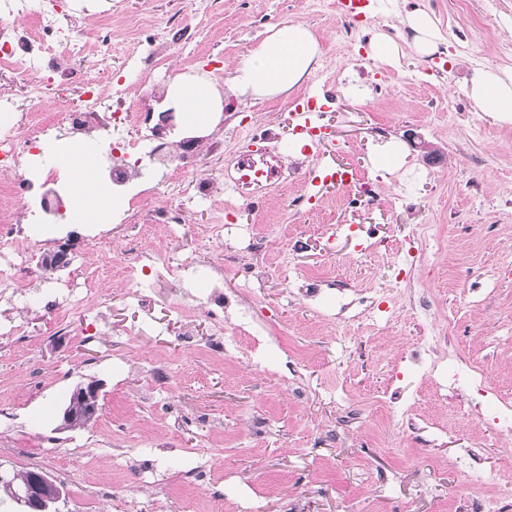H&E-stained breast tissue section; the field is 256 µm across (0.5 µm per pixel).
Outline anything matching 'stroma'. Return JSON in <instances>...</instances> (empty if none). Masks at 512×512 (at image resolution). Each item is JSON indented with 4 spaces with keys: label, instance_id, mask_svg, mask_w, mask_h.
Wrapping results in <instances>:
<instances>
[{
    "label": "stroma",
    "instance_id": "1",
    "mask_svg": "<svg viewBox=\"0 0 512 512\" xmlns=\"http://www.w3.org/2000/svg\"><path fill=\"white\" fill-rule=\"evenodd\" d=\"M419 2L442 40L466 31L461 52L445 81L420 70L424 56L416 42L402 41L403 18ZM79 23L109 19L126 38L107 60H73L77 82L57 88L45 109L58 112L82 105L81 78L108 84L122 80L127 92L112 98L90 121L97 140H106L119 117L139 97L138 76L129 61L140 53L137 36L127 34L131 17L163 29L165 44L179 37L166 29L177 18L191 35L180 53L155 71L148 101L160 111L173 78L187 74L213 79L222 101H233L255 121L280 112L276 147L302 174L313 198L311 212L292 216L272 208L265 231L287 240L282 264L264 253L246 255L263 268L262 279L226 282L242 291L229 319L261 300L266 313L288 330L293 347L310 352L300 369L304 395L279 388L269 375L284 358L269 351L265 368H228L223 358L205 353L211 325L204 308L174 311L173 286L158 270L139 286L147 307L130 304L109 253L91 249L89 234L99 233L113 250L129 244L146 248L167 234L159 225L67 224L61 231L32 227L37 253L70 242L66 267L25 272L21 295L0 298V470L31 469L50 458L45 471L61 488L59 512H116L111 498L90 491L129 479L137 465L154 469V483L138 500H154L169 512L167 488L179 472L201 464L210 484L190 489L179 512H243L246 501L265 483L289 484L281 512H462L459 490L476 476L458 461L464 449L478 450L483 469L512 484V435L500 436L464 417L458 397L438 401L424 396L420 410L429 421L447 425L448 434L428 447L403 435L383 436L373 398L385 386L391 361L403 348L428 336L434 317H450L457 331L449 343L470 364L483 368L485 407L512 402V277L498 268L512 266V123L481 112L463 90L474 71L512 67V0H369L374 35L397 41L408 64L392 66L385 94H375L352 58L355 45L342 38L331 0H65ZM308 28L319 51L311 72L291 88L257 97L230 90L216 68L232 71L272 29L282 23ZM347 79L342 99L319 115L330 138L309 148L295 134L286 113L298 93H323ZM204 151L190 174L172 178V155L143 158L137 184L149 185L144 200L154 207L191 201L188 221L199 243L211 238L209 205L194 202L199 182L222 177L228 145L224 121L203 132ZM351 169L377 181L381 199L353 204L352 188L327 181L328 173ZM422 240L426 256L413 267L411 285L430 295L434 316L407 308L379 329L361 328L364 356L337 355L319 343L318 333L350 339L302 299L304 269L339 274L374 293L402 287L392 251ZM98 291L72 310L70 327L59 331L53 311L68 289L82 279ZM23 326L16 342L2 327ZM169 382L150 388L155 367ZM102 385L99 411L81 429L61 426V411L74 389L90 381ZM265 417L264 431L252 432L248 417Z\"/></svg>",
    "mask_w": 512,
    "mask_h": 512
}]
</instances>
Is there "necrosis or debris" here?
Here are the masks:
<instances>
[{"label": "necrosis or debris", "instance_id": "necrosis-or-debris-1", "mask_svg": "<svg viewBox=\"0 0 512 512\" xmlns=\"http://www.w3.org/2000/svg\"><path fill=\"white\" fill-rule=\"evenodd\" d=\"M33 15L31 27L13 28L0 24V69L8 70L27 89L30 114L23 132L0 131V169L15 170L14 179L0 180V286L5 291L15 292L24 287L22 259L32 250V243L22 227L26 212L21 202L30 197H45L60 194L65 189L56 175L40 172L29 175L26 165L32 164L38 144L45 128L60 123L68 124L75 131L88 126L90 111L102 107L106 101L104 93L93 81H86L84 108L75 112L45 113L41 106L52 82L64 83L71 79L70 63L79 57L106 55L112 50L114 33L108 22H100L91 30L75 32L68 22L65 10L54 0H43L38 12H31L30 0H0V17ZM125 119L133 134L111 142L100 164L103 178L112 188L120 189L130 180L129 157L137 153L142 144L153 143L156 131L164 126L165 113L130 112ZM277 113H268L259 137L267 147L256 153L237 141L236 135L243 128V120H233L224 131L231 136L230 149L235 161L232 178L235 192L225 195L221 183L211 180L199 185L203 199L212 203L216 222L232 226L241 207L252 212H265L272 203L270 191L273 187L287 183L294 170L288 167L277 151L275 126ZM186 206L166 204L148 211L140 203H133L124 216V223L146 216L148 223L179 229L180 242L176 249L161 245L145 251L130 246L120 253L116 267L126 280L135 281L149 275L155 267H163L177 283L174 308L185 312L190 308L191 294L188 282L194 279L202 266L205 255L198 247L195 234L187 222ZM210 245L222 250L224 262L211 268L212 288L205 305L226 310L233 302L224 291V280L228 277L251 279L255 271L245 263L244 253L268 252L272 246L260 226H252L249 243L245 251L225 248L222 235H215ZM306 297L315 300L323 290L336 293V317L353 326L367 320L375 308L374 296L366 290L356 288L348 280L332 274L314 271L307 273ZM454 332L451 322L441 321L430 336L398 359L399 364L421 370L433 387L448 388V362L456 357V350L448 346V338ZM280 350L286 357L282 370L276 371L275 380L282 388H289L299 368L307 362L308 351L291 348L288 336L272 316L260 313L244 325H214L211 339L206 346L209 354L223 356L229 366L252 363L258 354L267 349ZM418 397H410L398 406L388 407L385 416L393 421L403 435L416 443L431 445L436 434L435 426L418 412Z\"/></svg>", "mask_w": 512, "mask_h": 512}]
</instances>
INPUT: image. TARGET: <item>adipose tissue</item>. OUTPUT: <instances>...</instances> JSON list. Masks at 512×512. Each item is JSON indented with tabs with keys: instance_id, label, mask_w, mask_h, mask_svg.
<instances>
[{
	"instance_id": "1",
	"label": "adipose tissue",
	"mask_w": 512,
	"mask_h": 512,
	"mask_svg": "<svg viewBox=\"0 0 512 512\" xmlns=\"http://www.w3.org/2000/svg\"><path fill=\"white\" fill-rule=\"evenodd\" d=\"M317 52L318 41L311 31L298 24H282L258 44L226 83L258 95L288 89L305 74ZM465 92L481 111L512 118L511 68L498 73L475 72ZM165 101L181 112L189 132L209 129L220 109L214 84L204 79L173 82L165 91ZM99 151V143L86 138L57 154L56 164L70 183L72 223H108L115 208L111 193L100 180Z\"/></svg>"
}]
</instances>
